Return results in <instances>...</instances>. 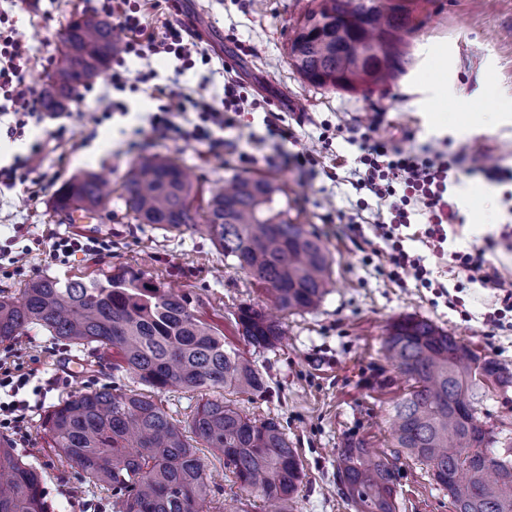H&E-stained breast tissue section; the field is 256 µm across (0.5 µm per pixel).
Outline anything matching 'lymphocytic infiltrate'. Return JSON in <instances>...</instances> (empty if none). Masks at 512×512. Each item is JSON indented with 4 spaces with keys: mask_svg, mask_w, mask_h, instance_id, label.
Here are the masks:
<instances>
[{
    "mask_svg": "<svg viewBox=\"0 0 512 512\" xmlns=\"http://www.w3.org/2000/svg\"><path fill=\"white\" fill-rule=\"evenodd\" d=\"M103 8L126 34L120 54L112 58L113 88H126L122 69L130 55L141 60L170 55L180 61L182 69L193 66L198 40L186 25L173 18L175 0H104ZM5 22L0 16V113L13 115L7 135L17 140L24 137L29 119L40 118V101L26 78L30 48ZM143 92L158 104L151 125L161 139L204 146L207 155L215 158L235 154L231 133L240 129L243 112L255 106L247 89L231 80L224 84V99L218 107L197 91L177 93L154 84L145 86ZM349 141L358 145L360 156L351 163L345 156L335 155L333 169L325 172L332 179L337 169L349 167L352 186L368 191L375 199L373 224L377 237L391 245L388 261L392 279L411 278L424 288L439 285L423 257L409 255L401 243L400 227L409 226L411 216L418 215L425 224L422 242L432 255L450 256L467 280L499 292L502 304L512 303V286L486 260L483 249L444 250L458 215L447 198L452 164L441 152L427 148L419 155L407 154L366 132L350 136ZM36 362L33 356L26 360L13 355L0 357V391L5 394L0 400V430L13 435L19 444L29 437L31 399L39 400L47 394L46 387L36 382Z\"/></svg>",
    "mask_w": 512,
    "mask_h": 512,
    "instance_id": "1",
    "label": "lymphocytic infiltrate"
}]
</instances>
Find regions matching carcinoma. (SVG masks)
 <instances>
[{"label": "carcinoma", "mask_w": 512, "mask_h": 512, "mask_svg": "<svg viewBox=\"0 0 512 512\" xmlns=\"http://www.w3.org/2000/svg\"><path fill=\"white\" fill-rule=\"evenodd\" d=\"M416 0H311L297 21L286 54L309 83L355 91L384 87L404 71ZM120 42L104 17L74 15L62 39L57 69L46 76L43 111H66L80 89L104 74ZM192 171L171 157L145 152L122 181L128 212L139 224L164 230L197 227L249 274L287 314L310 311L330 285L332 257L320 237L290 214L288 193L266 176H236L213 191L206 210L194 206ZM112 188L83 172L54 195L56 213L108 209ZM32 328L101 360L150 388L103 384L79 390L50 407L41 429L48 447L82 479L109 493L111 512H213L212 489L200 448L224 456V468L251 496L294 512L302 465L281 423L256 419L224 402L222 392L268 391L254 361L224 344V334L201 319L192 298L118 267L84 281L44 276L18 293L0 291V345ZM236 328L255 349L273 348L281 324L251 305L238 309ZM383 350L412 381L389 413L394 446L429 466L448 491L454 512H512V448H487L477 404L489 392L512 388V369L474 352L448 331L415 316L386 328ZM179 389L202 402L184 421L173 419L158 395ZM342 495L355 512H397L392 461L347 442L336 458ZM0 512H50L44 478L0 437Z\"/></svg>", "instance_id": "cac0c4a2"}]
</instances>
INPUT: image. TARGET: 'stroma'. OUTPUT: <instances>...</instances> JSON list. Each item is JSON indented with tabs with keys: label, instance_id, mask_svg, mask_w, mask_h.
Listing matches in <instances>:
<instances>
[{
	"label": "stroma",
	"instance_id": "1",
	"mask_svg": "<svg viewBox=\"0 0 512 512\" xmlns=\"http://www.w3.org/2000/svg\"><path fill=\"white\" fill-rule=\"evenodd\" d=\"M102 0H0V11L14 20L19 38L31 46L28 79L42 89V75L58 58L57 46L73 12L97 14ZM310 0H178V18L212 56L211 65L177 72L175 59H130L131 73L155 71L160 84L177 82L184 90L205 89L221 94L225 76L243 83L259 100L244 135L256 145L255 163L205 156L202 147L164 142L152 132L149 112L156 102L109 86L108 77L80 91L65 118L45 120L24 139L0 140V163L15 155L31 158L33 176L43 178L37 195L24 185L0 191V249L23 225L30 237L73 235L96 240L98 252L76 253L64 264L33 251L21 270L0 260V289L15 292L28 280L50 275L84 278L111 268L130 266L146 278L189 294L202 316L216 325L224 341L243 347L235 317L239 307L271 309L267 296L244 272L225 259L207 234L192 230L166 231L136 223L120 193H113L107 213L80 223H68L55 213L53 198L74 174H108L113 185L133 161L125 142L133 128H142L143 147L183 161L200 178L195 204L205 207L210 191L235 175L267 176L286 184L293 214L324 241L333 258L332 286L312 312L283 316L287 338L270 350L243 347L267 380L263 396L233 395L246 413L277 418L303 465V482L295 512H354L336 484V454L346 441L361 440L377 451L392 453L388 413L405 389L404 378L386 359L382 337L386 325L404 316L429 319L480 355L512 368V312L500 325L484 322L492 311L493 293L464 275L443 271L448 295L417 287L413 279L391 280L388 262L367 263L353 244L347 225L360 227L373 249L386 251L372 226L371 210L350 208V184L325 175L308 177L280 156L276 138L264 124L265 110L303 113L301 144L319 134L323 121L349 128L374 126L377 137L403 150L431 145L444 153L466 149L464 172L448 182L462 227L448 247L464 251L484 248L500 274L512 280V0H422L416 13L420 28L408 39V62L390 85L369 91H346L309 84L289 65L286 45L296 20ZM447 50L453 89L472 111L492 112L498 130L480 125L460 136L455 130L437 134L426 126L421 108L410 92V80L423 60V50ZM127 105V115H113L101 125L92 118L102 112L98 98ZM40 152H32L34 143ZM344 211L341 224L324 223L331 211ZM457 297L450 306L449 297ZM36 355L39 375L53 379L45 402L30 414L32 430L20 454L42 470L51 512H108L107 492L80 480L62 464L39 430L48 408L66 395L112 381L130 384L125 372L108 362H95L87 352L57 343L34 329L11 346L0 345V356ZM477 417L491 437L490 447H512V389L493 393L478 406ZM398 512H453L446 490L433 481L429 469L411 458L397 462Z\"/></svg>",
	"mask_w": 512,
	"mask_h": 512
}]
</instances>
